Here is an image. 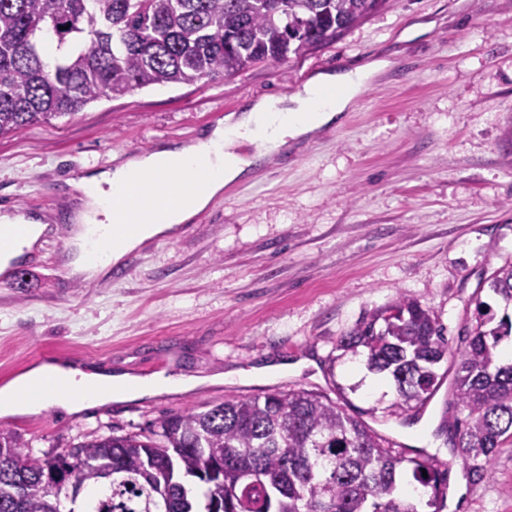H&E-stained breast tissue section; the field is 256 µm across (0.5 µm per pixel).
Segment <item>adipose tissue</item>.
<instances>
[{"label":"adipose tissue","mask_w":512,"mask_h":512,"mask_svg":"<svg viewBox=\"0 0 512 512\" xmlns=\"http://www.w3.org/2000/svg\"><path fill=\"white\" fill-rule=\"evenodd\" d=\"M390 60L321 76L291 97H268L225 116L193 141L133 154L112 168L71 180L80 201L66 246L71 275L91 280L156 238L178 234L226 185L254 173L256 157L275 159L287 141L307 142L332 127ZM257 145L258 156L238 150ZM196 376L137 377L84 372L59 364L34 366L0 386V414L34 413L55 406L72 414L85 404L134 399L199 384ZM43 385L31 396L32 385Z\"/></svg>","instance_id":"obj_1"}]
</instances>
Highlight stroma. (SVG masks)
Listing matches in <instances>:
<instances>
[{
    "mask_svg": "<svg viewBox=\"0 0 512 512\" xmlns=\"http://www.w3.org/2000/svg\"><path fill=\"white\" fill-rule=\"evenodd\" d=\"M386 58L339 122L286 162L264 163L177 238L155 239L120 276H70L77 202L67 180L114 157L187 142L265 97ZM512 0H387L330 45L221 82L144 88L0 138V214L48 224L23 281L0 277V386L41 364L192 375L205 384L9 422L31 454L91 434H147L160 419L243 394L309 390L338 399L448 468L445 512H512V446L487 472L436 436L440 389L417 424L390 418L394 388L368 384L336 344L398 294L440 317L450 344L475 321L479 282L512 261ZM291 369L277 370V363Z\"/></svg>",
    "mask_w": 512,
    "mask_h": 512,
    "instance_id": "obj_1",
    "label": "stroma"
}]
</instances>
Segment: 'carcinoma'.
I'll return each mask as SVG.
<instances>
[{"label":"carcinoma","instance_id":"1","mask_svg":"<svg viewBox=\"0 0 512 512\" xmlns=\"http://www.w3.org/2000/svg\"><path fill=\"white\" fill-rule=\"evenodd\" d=\"M386 0H0V137L72 116L103 98L151 86L216 83L266 61L325 46L378 12ZM487 288L512 303V262ZM477 324L448 346L439 317L401 293L362 318L336 349L365 353L389 374L394 410L427 404L435 367L457 363L453 408L464 415L437 434L465 458L492 464L512 444V362L497 347L512 316L495 320L475 298ZM0 424V512H61L76 471L95 498L72 512H418L398 497L404 476L446 508L448 471L409 457L371 426L317 392L227 398L160 422L150 436L101 435L61 453L24 454ZM219 462L212 477L206 464Z\"/></svg>","mask_w":512,"mask_h":512}]
</instances>
